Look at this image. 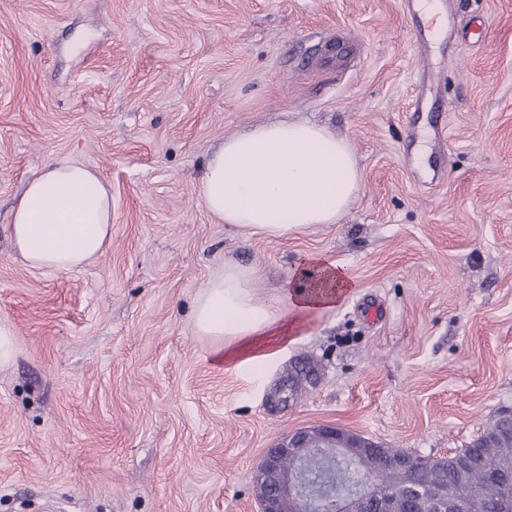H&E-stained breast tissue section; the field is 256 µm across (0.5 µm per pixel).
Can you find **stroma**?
Returning a JSON list of instances; mask_svg holds the SVG:
<instances>
[{"instance_id": "stroma-1", "label": "stroma", "mask_w": 512, "mask_h": 512, "mask_svg": "<svg viewBox=\"0 0 512 512\" xmlns=\"http://www.w3.org/2000/svg\"><path fill=\"white\" fill-rule=\"evenodd\" d=\"M458 28L430 56L448 172L422 187L401 148L423 81L401 0H0V512H256L253 474L290 431L443 455L512 408V0H468ZM288 119L349 142L347 211L279 239L218 220L199 193L208 156ZM56 161L112 194L103 253L67 273L29 267L9 236ZM307 253L354 287L263 377L196 333L195 301L228 264L291 316ZM302 355L319 386L273 406Z\"/></svg>"}]
</instances>
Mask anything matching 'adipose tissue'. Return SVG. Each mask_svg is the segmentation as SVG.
<instances>
[{"mask_svg":"<svg viewBox=\"0 0 512 512\" xmlns=\"http://www.w3.org/2000/svg\"><path fill=\"white\" fill-rule=\"evenodd\" d=\"M359 184L347 140L307 121L286 120L226 138L207 160L199 192L224 223L276 239L336 223ZM111 229L112 196L104 180L87 167L58 162L27 182L10 233L30 267L69 272L102 253ZM255 277V269L230 264L204 285L194 310L199 335L227 350L243 349L259 336L288 335L308 312L335 307L351 288L341 267L305 256L286 283L293 318L285 322L254 299Z\"/></svg>","mask_w":512,"mask_h":512,"instance_id":"obj_1","label":"adipose tissue"}]
</instances>
